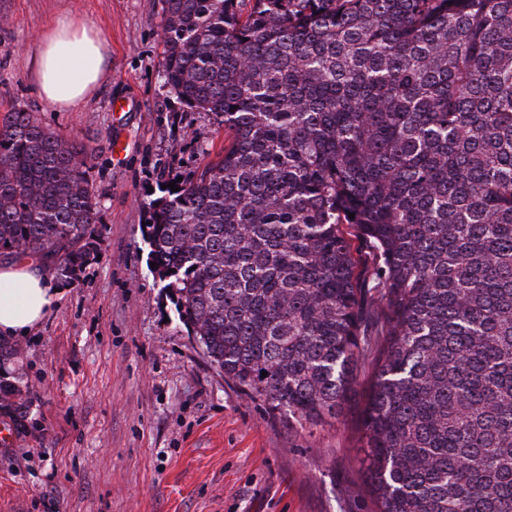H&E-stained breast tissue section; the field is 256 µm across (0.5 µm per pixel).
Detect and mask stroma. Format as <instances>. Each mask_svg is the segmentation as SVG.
I'll list each match as a JSON object with an SVG mask.
<instances>
[{
	"label": "stroma",
	"instance_id": "1",
	"mask_svg": "<svg viewBox=\"0 0 512 512\" xmlns=\"http://www.w3.org/2000/svg\"><path fill=\"white\" fill-rule=\"evenodd\" d=\"M65 14L98 29L107 56L74 112L41 100L31 65ZM162 63L160 0H0V115L34 112L91 149L100 253L58 283L27 336L0 340V380L20 389L0 404V512H374L362 426L373 358L343 416L301 428L225 379L150 268L140 212L152 188L224 153L223 124L180 105Z\"/></svg>",
	"mask_w": 512,
	"mask_h": 512
}]
</instances>
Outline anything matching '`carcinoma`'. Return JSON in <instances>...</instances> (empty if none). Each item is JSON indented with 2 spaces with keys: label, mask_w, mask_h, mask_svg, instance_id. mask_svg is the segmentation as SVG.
<instances>
[{
  "label": "carcinoma",
  "mask_w": 512,
  "mask_h": 512,
  "mask_svg": "<svg viewBox=\"0 0 512 512\" xmlns=\"http://www.w3.org/2000/svg\"><path fill=\"white\" fill-rule=\"evenodd\" d=\"M161 2L164 82L227 136L142 210L188 333L310 428L376 351L377 512H512V0ZM90 160L0 117V255L96 259Z\"/></svg>",
  "instance_id": "cac0c4a2"
}]
</instances>
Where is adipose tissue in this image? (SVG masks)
Returning <instances> with one entry per match:
<instances>
[{"mask_svg":"<svg viewBox=\"0 0 512 512\" xmlns=\"http://www.w3.org/2000/svg\"><path fill=\"white\" fill-rule=\"evenodd\" d=\"M36 87L49 105L76 109L105 76L101 39L85 25L61 20L33 54ZM42 264L25 252L0 266V335L25 336L49 311L55 296Z\"/></svg>","mask_w":512,"mask_h":512,"instance_id":"obj_1","label":"adipose tissue"}]
</instances>
